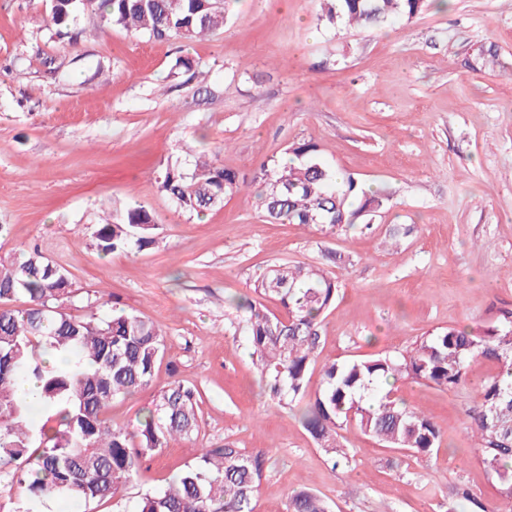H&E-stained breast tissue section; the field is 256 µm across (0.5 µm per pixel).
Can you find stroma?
Wrapping results in <instances>:
<instances>
[{
  "instance_id": "35a3bbf8",
  "label": "stroma",
  "mask_w": 512,
  "mask_h": 512,
  "mask_svg": "<svg viewBox=\"0 0 512 512\" xmlns=\"http://www.w3.org/2000/svg\"><path fill=\"white\" fill-rule=\"evenodd\" d=\"M45 0H0V261L38 245L68 270L67 313L125 310L159 325L167 350L153 380L113 400L106 417L130 428L177 380L195 389L198 427L144 455L111 500L59 512H137L204 448L266 449L255 512H284L308 488L331 512H472L500 504L466 417L497 372L476 360L452 390L404 381L397 394L441 431L436 456L385 447L347 425L355 455L333 469L266 388L235 307L274 263L337 277L308 389L329 361L396 355L448 327L481 330L512 311V0H451L380 31L336 30L319 0H238L202 39L156 40L80 16L74 43L50 39ZM193 70L172 73L176 57ZM316 144L334 170L390 193L369 230L325 233L272 224L254 190L201 215L158 191L167 162L218 158L252 174ZM155 213V241L102 256L94 232L113 209ZM414 225L398 247L390 225ZM471 498H457L458 488Z\"/></svg>"
}]
</instances>
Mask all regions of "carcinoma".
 Instances as JSON below:
<instances>
[{
    "mask_svg": "<svg viewBox=\"0 0 512 512\" xmlns=\"http://www.w3.org/2000/svg\"><path fill=\"white\" fill-rule=\"evenodd\" d=\"M231 0H52L46 19L51 34L73 38L70 24L81 13H94L110 27L156 39L176 35L186 41L224 28ZM439 0H321V20L341 27L381 29L392 20L410 21ZM287 162L262 165L252 178L215 160H195L193 168L167 164L158 189L176 209L202 214L251 184L272 224L328 226L348 231L366 213L385 209L390 195L362 188L350 175H339L317 146L294 142ZM157 222L143 206L115 209L95 231L103 255L153 242ZM67 270L38 248L0 267V488L26 498L21 512L48 495L74 498L87 505L113 498L136 470L140 457L192 434L197 426L192 390L169 383L132 431L115 429L105 413L112 401L151 382L165 353L163 332L134 313L99 319L64 311L70 294ZM337 278L312 264L275 263L254 283L256 298L237 301L244 313L252 355L261 377L280 400L293 406L307 399L301 422L329 456L332 466L349 465L351 449L339 430L349 423L364 434L420 456L439 448L440 431L423 412L394 397L404 380L444 389L465 383L476 359L499 365L497 376L478 390L467 410L483 466L494 474L507 500L491 509L512 512V315L506 323L476 332L449 327L424 336L398 356L330 362L323 385L307 396V375L319 342L322 314L336 299ZM24 296L26 305L7 303ZM276 299L283 314L269 313L262 299ZM63 351L71 364L52 368L49 351ZM22 375L40 384L42 409L17 391ZM268 452L246 453L230 444L205 448L196 460L161 491L145 495L138 512H254V500ZM477 512L489 508L476 502ZM287 512H329L326 501L309 490L293 492Z\"/></svg>",
    "mask_w": 512,
    "mask_h": 512,
    "instance_id": "obj_1",
    "label": "carcinoma"
}]
</instances>
